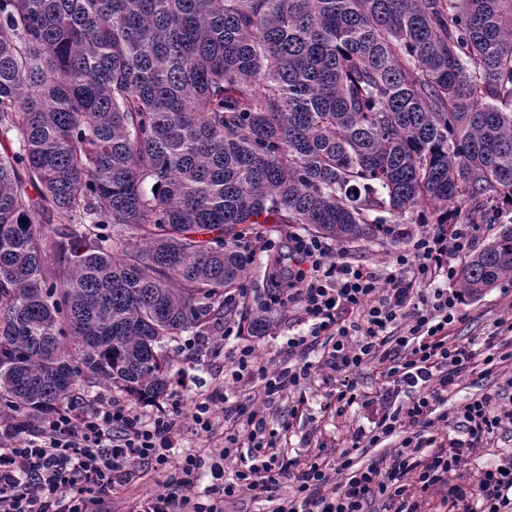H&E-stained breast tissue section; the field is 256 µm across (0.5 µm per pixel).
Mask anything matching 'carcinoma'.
Segmentation results:
<instances>
[{"mask_svg":"<svg viewBox=\"0 0 512 512\" xmlns=\"http://www.w3.org/2000/svg\"><path fill=\"white\" fill-rule=\"evenodd\" d=\"M0 139V409L161 400L167 342L238 314L258 226L512 213V0H0ZM505 277L512 220L455 287Z\"/></svg>","mask_w":512,"mask_h":512,"instance_id":"cac0c4a2","label":"carcinoma"}]
</instances>
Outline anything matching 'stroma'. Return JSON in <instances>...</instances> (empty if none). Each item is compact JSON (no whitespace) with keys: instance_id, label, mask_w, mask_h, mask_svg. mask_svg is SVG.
<instances>
[{"instance_id":"35a3bbf8","label":"stroma","mask_w":512,"mask_h":512,"mask_svg":"<svg viewBox=\"0 0 512 512\" xmlns=\"http://www.w3.org/2000/svg\"><path fill=\"white\" fill-rule=\"evenodd\" d=\"M426 230V225L415 223L413 215L408 214L399 220L397 237L378 236L352 240L335 246L333 256L381 272L388 269L397 252L407 249L411 241ZM265 236L274 240L275 246L271 253L259 255L244 286L248 290L249 300L261 301L269 306L273 328L267 336L255 339L254 344L262 361L275 369L282 364L278 353L281 344L300 329V314L297 306L287 300L277 299V271L268 264L270 256L287 254L288 234L270 227ZM461 312L464 319L457 323L455 336L463 342L473 343L475 347H482L484 338L493 331L496 320L512 312V277L502 279L494 288L469 300ZM232 349V344L222 343L216 336H199L192 341L184 335L176 337L165 346L171 361L170 375L173 381L184 384L187 397L209 393L217 383L222 382ZM326 355L327 349L323 344L312 347L307 359L316 368L314 379L302 383L296 394L276 399L267 409L271 428L278 429L285 424L290 427L284 443L285 458L306 459L319 443L326 444L330 452L339 453L348 445L352 430L365 421V412L357 405L340 416L324 412L323 407L330 393L328 385L323 382L328 374L324 365ZM299 396L305 401V409L303 415L294 417L290 410L295 398ZM161 479L158 473L132 471L115 483L111 497L89 505L88 510L142 512L143 504Z\"/></svg>"}]
</instances>
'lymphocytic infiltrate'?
Segmentation results:
<instances>
[{
  "instance_id": "f902f5d3",
  "label": "lymphocytic infiltrate",
  "mask_w": 512,
  "mask_h": 512,
  "mask_svg": "<svg viewBox=\"0 0 512 512\" xmlns=\"http://www.w3.org/2000/svg\"><path fill=\"white\" fill-rule=\"evenodd\" d=\"M476 232L472 224L425 232L381 274L333 259L325 238L291 235L296 267L288 272V301L305 330L283 343L288 361L281 368L269 370L253 345L241 344L224 376L260 380L267 397L281 396L311 379L306 351L319 339L330 342L325 365L335 375L336 414L356 404L367 411L336 461L321 445L309 462L282 461L278 433L261 406L245 399L216 413L220 384L196 396L188 411L174 393L146 420L128 401L99 393L82 410L59 412L32 429L0 416V512H88L91 502L111 496L131 464L168 474L154 488L150 512H224L225 499L243 493L274 495L272 512H367L376 500L384 512H421L420 495L447 484L452 472L459 482L448 512H512V457L476 475L465 469L495 433L512 429V408L501 406L496 392L441 410L463 377L512 363V316L498 319L475 350L454 334L464 297L435 285L440 277L454 281L455 260L470 251ZM370 361L385 384L367 398L354 375ZM404 392L410 403L396 407ZM184 431L212 444L213 483L202 497L190 492L198 458L173 452ZM394 436L398 448L379 452ZM362 448L376 451L365 463L354 456ZM286 481L292 489L283 496Z\"/></svg>"
}]
</instances>
